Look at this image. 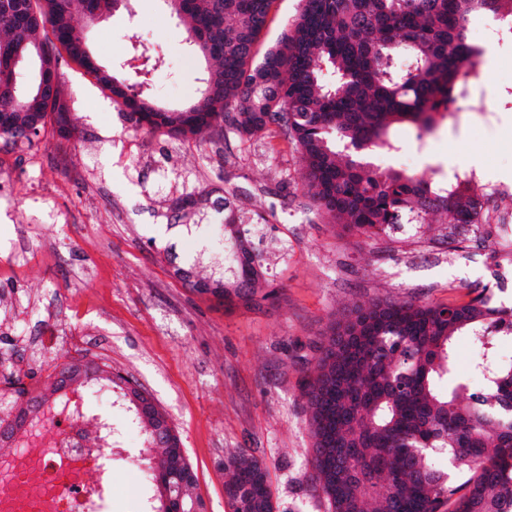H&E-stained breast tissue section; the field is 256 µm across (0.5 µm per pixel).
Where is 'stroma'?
<instances>
[{
    "label": "stroma",
    "mask_w": 512,
    "mask_h": 512,
    "mask_svg": "<svg viewBox=\"0 0 512 512\" xmlns=\"http://www.w3.org/2000/svg\"><path fill=\"white\" fill-rule=\"evenodd\" d=\"M302 0H274L258 53L290 29ZM97 60L131 78L134 46L153 49L163 63L144 89L161 107L196 100L215 61L186 39L165 0H130L129 7L88 25ZM492 63H480L475 98L417 137L413 126L393 125L394 152L376 165L420 171L442 179L472 170L487 184L489 216L512 196V40L492 44ZM60 90L75 135L34 145L4 146L17 180L12 216H0V380L24 359L22 337L53 329L40 347L33 385L45 387L61 363L76 356L105 363L152 395L178 432L206 512H230L224 462L248 448L269 469L274 512H328L311 477L313 439L302 381L313 374L330 325L353 304L374 298L445 302L467 289H488L495 305H512V288L495 287L487 267L501 249L486 227L461 226L436 215L421 238L400 224L367 238L325 223L304 192V169L294 144L266 132L242 139L226 132L180 141L134 130L109 92L80 67L60 65ZM56 186L58 225L30 224L36 184ZM227 195L256 244L277 298L260 307L228 308L184 288L174 267L220 245L224 217L211 208L169 224L188 190ZM206 225L203 233L188 232ZM122 434L111 450L112 498L103 512H145L153 484L138 457L141 438L125 411L108 396Z\"/></svg>",
    "instance_id": "stroma-1"
}]
</instances>
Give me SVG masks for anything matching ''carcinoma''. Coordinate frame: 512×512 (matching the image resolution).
<instances>
[{
	"label": "carcinoma",
	"mask_w": 512,
	"mask_h": 512,
	"mask_svg": "<svg viewBox=\"0 0 512 512\" xmlns=\"http://www.w3.org/2000/svg\"><path fill=\"white\" fill-rule=\"evenodd\" d=\"M186 23L187 37L204 36L217 67L191 109L163 110L135 84L107 68L87 65L85 32L66 0H0V59L42 49L41 64L59 69L61 50L112 94L126 121L146 134L188 141L230 127L251 136L270 125L292 140L306 172L305 193L328 224L368 237L395 224H429L437 213L454 224H480L483 206L458 175L381 168L377 151L397 149L389 135L408 123L421 139L437 117L462 110L468 69L478 72L483 50L468 41L477 17L512 28V0H303L282 38L253 63L274 0H166ZM331 73L334 79L326 80ZM52 128L69 139L67 101L38 97L28 86L0 90V141H33ZM224 207L220 275L197 274L195 259L174 267L183 286L231 307L277 296L255 243ZM446 303L376 299L355 305L323 340L315 377L305 385L313 438L312 479L330 512H512V363L496 344L512 338V308L490 306L486 291ZM470 337L473 389L452 376L455 337ZM62 370L85 394L108 393L142 435L139 457L167 478L155 480L150 509L173 498L188 510L203 508L194 495L195 472L175 434L158 438L163 413L152 396L112 367ZM150 404L147 416L139 407ZM232 512H273L265 462L245 449L224 462Z\"/></svg>",
	"instance_id": "carcinoma-1"
}]
</instances>
